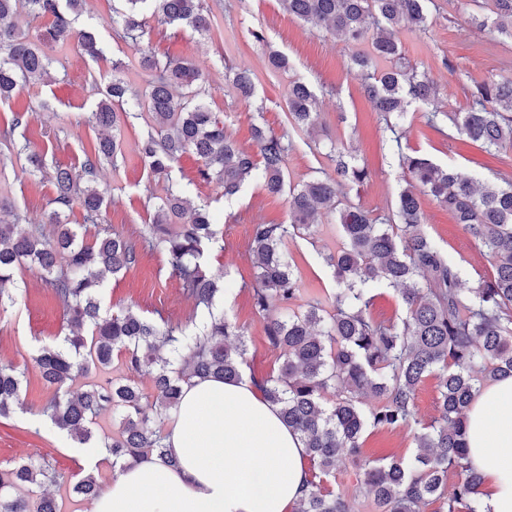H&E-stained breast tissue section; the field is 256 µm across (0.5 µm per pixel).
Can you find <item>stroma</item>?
<instances>
[{
    "instance_id": "obj_1",
    "label": "stroma",
    "mask_w": 512,
    "mask_h": 512,
    "mask_svg": "<svg viewBox=\"0 0 512 512\" xmlns=\"http://www.w3.org/2000/svg\"><path fill=\"white\" fill-rule=\"evenodd\" d=\"M115 0H85L74 25L95 29L105 48L103 57L81 55L73 44L50 49L53 59L51 81L29 86L0 100V129L11 124L15 112L29 109L28 124L16 127L13 137L28 141L45 156L43 174L25 173V163L0 140V196L29 223H41L51 207L54 188L51 176L56 167L80 168L91 144L102 136L91 121L100 98L99 90L112 73V61L124 59V79L132 92H144L147 77L141 70L136 46L117 40L112 30ZM220 36L207 39L185 26L149 21L144 36L158 57L194 60L206 77V102L224 121L226 133L248 151H255L251 136L254 123L261 122L275 134H288L292 146L286 159V173L294 183L313 176L330 175L334 163L331 145H354L370 177L362 186L346 190L348 200L376 214L394 209L404 185L402 170L389 142L380 113L361 93V76L350 67L351 47L339 38L310 29L284 11L280 0H206ZM426 30H402L403 56L438 87L441 111L462 112L470 103L474 84L512 73V38L494 30L481 31L459 19L460 12L489 14L491 0H435ZM263 41H256L254 31ZM278 51L289 60L287 70L271 69L269 52ZM252 72L263 111L241 102L225 79L226 66ZM303 81L316 94L320 114L317 135L292 128L286 96L290 82ZM425 105L415 103L402 126V149L419 153L433 162L458 169L489 182L512 177V149L490 153L477 143L459 136L441 134L426 124ZM199 161L184 156L173 172L174 179L194 202L209 203L224 235L223 253L208 263L229 282L215 302L216 311L242 327L249 346L252 373L262 375L278 370L279 351L265 340L264 321L252 304L254 269L249 255L252 225L284 223L288 220L286 197L270 196L261 182L254 181L230 199L221 189L202 181ZM99 184L107 191L108 205L97 223L85 222L81 208L67 211L66 220L83 225L86 241H94L100 228L107 227L141 247L138 263L119 278L110 280L105 291L106 309L130 307L143 316L182 328L201 325L194 302L173 274L166 256L142 247L146 227L153 220L161 185L153 182L137 153L126 151L118 164H103ZM428 235L458 267L462 285L475 287L480 279L493 275L489 256L456 224L447 208L432 198L422 202ZM336 247L328 228L314 237L298 238L287 245L288 256L298 267L306 295L330 299L336 284L323 255ZM16 301L0 309V360L26 369L29 385L22 395L24 408L10 418L0 419V473L27 459L47 458L66 474L83 470L74 443L41 416L47 392L34 363L38 347L54 342L66 332L63 307L51 288L28 272L14 277ZM413 433L407 428L368 429L362 438L361 458L408 460L416 453ZM326 490L344 495L351 512H376L361 487V471L352 460H344Z\"/></svg>"
}]
</instances>
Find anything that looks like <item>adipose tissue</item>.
I'll return each mask as SVG.
<instances>
[{
	"label": "adipose tissue",
	"instance_id": "adipose-tissue-1",
	"mask_svg": "<svg viewBox=\"0 0 512 512\" xmlns=\"http://www.w3.org/2000/svg\"><path fill=\"white\" fill-rule=\"evenodd\" d=\"M166 434L178 467L153 456L117 464L90 512H293L303 495L304 444L250 377L184 385ZM466 443L484 512H512V377L472 402Z\"/></svg>",
	"mask_w": 512,
	"mask_h": 512
}]
</instances>
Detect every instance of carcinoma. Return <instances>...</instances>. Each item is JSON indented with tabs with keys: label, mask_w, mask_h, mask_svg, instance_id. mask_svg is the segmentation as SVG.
Masks as SVG:
<instances>
[{
	"label": "carcinoma",
	"mask_w": 512,
	"mask_h": 512,
	"mask_svg": "<svg viewBox=\"0 0 512 512\" xmlns=\"http://www.w3.org/2000/svg\"><path fill=\"white\" fill-rule=\"evenodd\" d=\"M113 11L112 28L135 45L144 36V13L161 24H178L208 33L209 10L204 0H123ZM432 0H281L283 9L316 29L332 30L352 46V62L363 74L364 95L383 113L395 142L405 187L388 215L344 201L341 189L359 185L369 176L351 147L335 150V176L292 184L285 173L290 142L262 125L253 127L259 155L239 147L224 132V121L203 101L205 78L190 59L158 58L139 49V66L148 76L141 96H129L121 77L127 64L112 60V79L96 109L93 122L114 135L99 139L79 170L55 169L54 207L44 223L23 226V218L0 219V307L15 302L5 285L27 269L50 286L63 305L71 333L42 346L34 358L43 384L50 390L44 416L80 447L105 448L112 464L153 454L171 467L178 465L163 444L166 417L178 408L182 386L194 379L238 381L247 365L244 331L226 315H209L200 333L158 324L130 308L102 313L103 288L139 260L136 246L102 229L91 244L82 225L63 221L77 204L86 219L96 222L106 203L99 189L105 162H117L123 143L115 135L140 112L126 109L129 100L144 108L153 126L134 149L151 176L165 183L149 246L163 251L183 290L195 307L212 309L225 290L206 270L205 256L224 250L223 233L206 204L195 206L182 194L171 172L184 155L203 163L200 174L231 197L259 179L272 195H288L287 224H255L250 255L255 268L253 305L264 319L269 347L281 352L277 373L251 375L263 398L279 407L280 418L297 432L311 463L310 478L295 512H348L340 496L322 483L335 476L346 451L361 447L372 428L414 431L418 452L410 462L392 459L362 464L363 481L379 512H424L441 500L446 512H480L477 499L482 475L468 460L465 444L467 411L481 387L512 377V183L480 185L453 168L442 167L416 152L402 151L399 122L412 100L430 105L438 89L426 75L402 63L396 29L424 30ZM492 16L461 14L463 22L488 27L512 37V0H492ZM37 17L52 18L43 38L34 41L15 22L18 6ZM84 0H0V99L20 87L34 85L49 74L45 47L73 37L72 16ZM82 50L91 58L103 48L90 30L79 33ZM237 97L255 104V84L246 69L227 68ZM288 110L297 129L311 132L318 125L315 95L303 82L288 88ZM447 118L457 135L487 150L512 148V76L474 86L464 112H440L433 107L427 123ZM27 171L45 169L43 155L28 142H12ZM448 208L492 258L495 272L477 286L461 288L460 273L423 224L422 198ZM337 226L339 246L324 256L336 291L331 303L304 297L302 277L286 254L289 241L317 232L319 221ZM380 282L397 290L406 316L378 321L370 314L369 287ZM123 364L150 378L155 402L143 404L141 387L124 378L90 383L74 393L67 383L86 377L90 368L108 370L114 353ZM439 375L438 420L423 424L415 410V392L426 377ZM25 372L0 362V418L23 408L20 393ZM333 389L327 404L323 392ZM370 398L378 404L365 408ZM112 410L118 430L100 437L94 425L104 410ZM459 478L446 493L448 471ZM66 480L43 458L15 465L0 476V512H30L16 494L24 487H44ZM98 478L87 473L71 487L76 496L93 501L101 494Z\"/></svg>",
	"instance_id": "1"
}]
</instances>
